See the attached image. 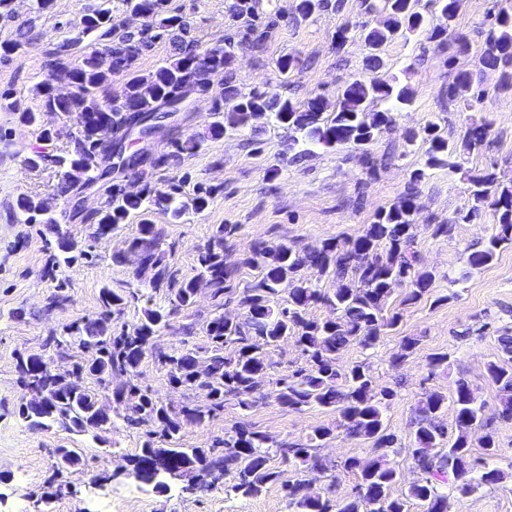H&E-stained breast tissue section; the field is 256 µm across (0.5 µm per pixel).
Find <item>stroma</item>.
<instances>
[{"label":"stroma","mask_w":512,"mask_h":512,"mask_svg":"<svg viewBox=\"0 0 512 512\" xmlns=\"http://www.w3.org/2000/svg\"><path fill=\"white\" fill-rule=\"evenodd\" d=\"M234 0H168L167 14L188 23L199 49L224 38L237 43L234 77L242 92L272 90L301 103L321 94L335 100L348 79L365 70L368 48L361 37L337 46L336 32L343 23L383 22L380 14H366L363 0H343L340 11H329L306 21L295 17L298 0H255L252 20L231 14ZM495 0H461L454 28L443 43L416 33L409 39L386 43L380 78L410 85L412 106L395 113L389 130L372 143L368 154L349 146L317 147L296 157L292 131L260 119L258 128L227 129L223 136L209 137L215 93H192L190 106L173 122L141 142L140 147L159 159L144 173L113 175L115 184L140 189L152 184L164 189L176 186L184 210L178 221L155 212L161 231L159 251L177 280L198 273V256L213 239L218 226L230 227L224 237V264L233 270L232 291L215 299L210 288H200L191 308L172 316L170 327L157 332L156 346L187 348L205 353L210 342L207 323L217 313L234 318L244 313L240 300L254 286L259 270L247 265L251 246L288 244L297 249L321 247L329 238H349L372 223L377 212L401 198L410 174L426 169L423 142L406 143L405 130L422 129L438 122L448 141L460 138L465 122L493 119L487 146L464 155L462 171L426 169L415 191V247L435 279L433 300L402 305L404 288H395L388 305L400 308L396 329L383 335L371 349L353 344L342 351L340 362L365 363L375 389L393 388L396 395L385 412L388 433L397 442L389 455L400 472L397 492H404L420 478L411 450L415 446L410 427L413 408L425 393L451 395L457 378H466L484 414L492 418L499 454L489 465L512 469V422L496 420L498 396L486 368L498 354V338L512 334V246L500 249L493 261L474 268L469 255L482 248L495 230L489 204L475 203L469 175L490 172L499 183L512 185V92L499 90V74L480 64L493 21ZM106 6L117 26L136 31L141 19L132 17L122 0H52L40 9L38 0H11L9 15L0 17V44L19 40V54L0 57V512H37L41 494L51 498V512H294L279 484L269 485L250 499L227 492L232 476L205 492H190L185 482L174 481L166 494L153 492L128 473L129 459L138 453L151 425L129 427L124 407L112 400L121 376L107 378L98 386L101 404L112 409V426L98 434L72 433L59 427L30 428L17 410L25 391L18 380V354H40L52 359L56 372L64 374L83 362L84 353L61 357L47 346L49 337L61 335L72 322L94 318L101 310L102 289L137 292L114 327L134 326L144 307L168 306L167 288H152L150 270L135 258L116 262L135 235L140 219L130 216L112 233L91 237V226L74 215L68 199L57 188L62 169L26 167L34 151L59 153L68 146L76 118L41 109L37 88L49 74V54L73 38L87 10ZM466 49H459L458 39ZM291 55L299 66L282 79L277 63ZM467 71L479 82L483 96L474 111H464L459 100L449 98L448 88L458 72ZM37 112L38 123L26 125L22 110ZM200 140L198 150L181 151L180 143ZM211 191L208 207L196 210L193 198L198 187ZM42 201L67 235L86 250L71 265L53 268L54 237L44 225L26 223L16 207L19 196ZM450 224L448 233H435L438 224ZM414 336L419 345L404 363L393 366L391 356L402 337ZM444 353L448 362L431 369L432 355ZM270 369L260 390L263 401L244 410L229 401L206 426H188L180 434L185 448H208L224 433L243 424L277 441H306L314 428L331 435L321 450L331 472L312 473L313 488L331 491L344 499L357 483L353 473L342 469L347 458L369 459L376 450L371 441L349 436L337 425L335 411L318 406L289 410L272 399L275 379L303 366L304 358L294 340L268 349ZM162 401L178 407L204 405L206 390L187 391L169 383L152 360H145L135 379ZM56 448H78L83 466L57 471L52 454ZM448 512H512V480L498 486H482L468 494L448 492Z\"/></svg>","instance_id":"35a3bbf8"}]
</instances>
